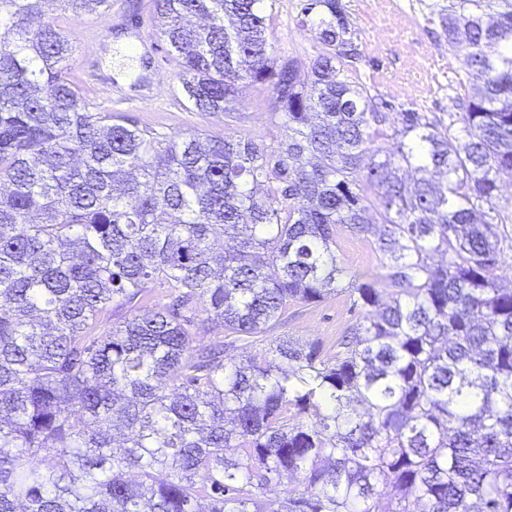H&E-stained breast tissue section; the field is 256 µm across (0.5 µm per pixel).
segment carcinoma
I'll list each match as a JSON object with an SVG mask.
<instances>
[{"label": "carcinoma", "mask_w": 512, "mask_h": 512, "mask_svg": "<svg viewBox=\"0 0 512 512\" xmlns=\"http://www.w3.org/2000/svg\"><path fill=\"white\" fill-rule=\"evenodd\" d=\"M268 2L153 12L188 108L265 85L272 145L92 110L52 14L112 0H0V512H512V0H420L467 77L446 119L352 80L343 0H305L307 62ZM343 232L384 273L351 280L336 357L200 343L199 301L245 340L336 292ZM285 475L304 489L261 500ZM299 0H277L272 9L268 33L275 42L278 53L283 56L309 60L316 55L317 42L311 24L300 22ZM152 291L147 293V297H144L143 300L138 301L137 303H133L132 305H128L124 308H116L110 309V311L104 313L101 316V330L100 332H105L112 328L113 322H121L124 317L130 314L131 308H139L145 306H152L155 301H160L164 295L166 288H151Z\"/></svg>", "instance_id": "1"}]
</instances>
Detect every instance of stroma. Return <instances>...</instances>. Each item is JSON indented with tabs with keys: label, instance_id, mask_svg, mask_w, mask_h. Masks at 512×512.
I'll use <instances>...</instances> for the list:
<instances>
[{
	"label": "stroma",
	"instance_id": "35a3bbf8",
	"mask_svg": "<svg viewBox=\"0 0 512 512\" xmlns=\"http://www.w3.org/2000/svg\"><path fill=\"white\" fill-rule=\"evenodd\" d=\"M358 38L361 58L356 65L360 80L390 102L395 110L415 109L444 116L454 109L465 73L433 33L419 0H345ZM298 0H276L268 33L279 54L310 59L317 52L315 32L300 22ZM66 34L77 46L72 72L81 79L88 103L102 111L122 112L140 125L166 137L205 133L226 137H254L275 143L284 130L268 107L269 92L255 85L243 88L244 117L186 108L178 88V68L163 42L148 44L140 34L154 35L151 0H112V22L72 20ZM138 42L144 70L140 83L113 80L115 96L103 95L100 85L84 78V63L107 70V58L120 39ZM337 255L351 275H377L379 262L369 243L347 233L338 239ZM358 317L348 291H340L315 304L294 303L284 324L267 331L265 340H239L227 345L226 357L242 359L262 353L269 340L280 336L316 339L327 354H335L336 340Z\"/></svg>",
	"mask_w": 512,
	"mask_h": 512
}]
</instances>
